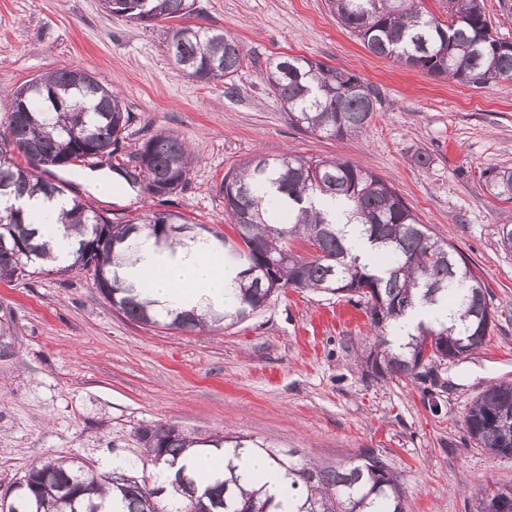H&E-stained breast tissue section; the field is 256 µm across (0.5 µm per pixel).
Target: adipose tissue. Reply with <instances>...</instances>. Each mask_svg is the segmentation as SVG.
Segmentation results:
<instances>
[{
    "mask_svg": "<svg viewBox=\"0 0 512 512\" xmlns=\"http://www.w3.org/2000/svg\"><path fill=\"white\" fill-rule=\"evenodd\" d=\"M26 213L42 216L37 224L39 240L48 242L59 264L72 262V240L63 236L57 217L70 206L68 198L38 194L20 201ZM122 278L136 282L141 299L156 308L222 310L237 285V273L225 268L224 259L210 243L197 240L190 246L168 250L153 238L140 235L132 264L119 270Z\"/></svg>",
    "mask_w": 512,
    "mask_h": 512,
    "instance_id": "obj_1",
    "label": "adipose tissue"
}]
</instances>
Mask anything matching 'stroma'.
Listing matches in <instances>:
<instances>
[{
    "mask_svg": "<svg viewBox=\"0 0 512 512\" xmlns=\"http://www.w3.org/2000/svg\"><path fill=\"white\" fill-rule=\"evenodd\" d=\"M192 25L224 30L247 59L232 84H202L170 60L165 23L147 29L102 0H0V89L81 68L118 92L131 115L115 165L155 134L184 137L196 157L168 201L142 190L106 200L83 170L44 171L115 218L166 208L229 232L219 185L256 154L342 158L393 186L421 223L473 264L500 315L485 344L437 369L426 392L377 380L361 362L372 343L363 305L287 288L228 328L185 332L123 317L86 274L0 280V315L16 354L0 361V485L46 457L98 466L141 451L139 427L171 424L206 438L245 434L344 463L370 448L402 477L408 512H480L478 488H512V456L469 439L463 418L494 383H512V202L490 197L483 172L512 168V80L474 86L374 55L337 24L325 0H195ZM303 56L351 72L378 94L372 122L347 139L293 126L264 74ZM427 165L414 162L417 153Z\"/></svg>",
    "mask_w": 512,
    "mask_h": 512,
    "instance_id": "1",
    "label": "stroma"
}]
</instances>
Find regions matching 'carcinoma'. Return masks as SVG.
<instances>
[{
  "label": "carcinoma",
  "instance_id": "carcinoma-1",
  "mask_svg": "<svg viewBox=\"0 0 512 512\" xmlns=\"http://www.w3.org/2000/svg\"><path fill=\"white\" fill-rule=\"evenodd\" d=\"M421 0H327L337 23L350 29L372 53L401 65L472 84L512 79V44L491 34L483 0H447L448 20L419 7ZM190 0H104L109 13L151 28L190 17ZM168 53L190 80L230 81L243 67L242 45L220 29L172 24ZM271 95L291 122L316 135L356 136L372 121L377 93L358 76L306 57L285 56L267 71ZM36 88L11 90L3 104L6 134L0 139V279H24L47 270H86L93 285L119 312L145 325L193 331L230 327L262 308L284 288L336 294L364 301L372 329L370 352L379 357L373 377L427 379L434 367L461 360L481 347L494 321L484 281L453 246L422 224L401 196L377 174L339 158L306 159L285 154L256 155L224 174L219 194L236 237L214 233L224 263L240 268L230 308L222 312L157 311L137 288L119 279L147 232L155 244L172 249L196 239L180 212L153 211L138 221L114 223L77 197L62 218L75 232L77 248L67 266L36 238L33 221L16 202L24 195L62 196L61 186L38 169L95 168L94 151L111 155L130 121L111 89L80 68L32 79ZM24 156L22 167L14 155ZM135 166H112L131 185L154 198L175 193L187 180L192 156L179 136L159 132L134 156ZM280 197H267L268 187ZM487 193L512 201V171H486ZM325 198L342 211L321 207ZM280 206L288 222L270 224L266 212ZM349 224L382 262L362 259L346 237ZM308 247L302 256L291 243ZM419 309L425 319L403 339L398 323ZM448 310V320L433 318ZM10 325L0 320V360L13 355ZM475 446L493 455H512V384H493L464 416ZM142 454L98 472L73 457H50L32 466L21 492L9 485L0 512H406L401 476L381 455L362 449L345 464L317 463L270 448L247 436L200 439L174 426L148 425L137 431ZM224 453V474L202 480L192 455ZM262 454L289 480L288 496L248 490L235 461Z\"/></svg>",
  "mask_w": 512,
  "mask_h": 512
}]
</instances>
